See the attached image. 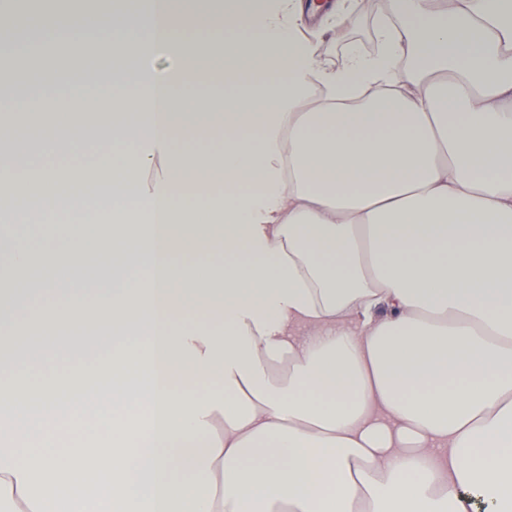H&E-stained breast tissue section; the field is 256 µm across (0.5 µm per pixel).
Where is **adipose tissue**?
<instances>
[{
    "label": "adipose tissue",
    "instance_id": "1",
    "mask_svg": "<svg viewBox=\"0 0 512 512\" xmlns=\"http://www.w3.org/2000/svg\"><path fill=\"white\" fill-rule=\"evenodd\" d=\"M398 8L381 56L340 70L299 35L303 0L114 13L126 75L91 91L45 58L38 81L66 92L27 100L64 115L39 142L78 150L92 122L122 156L0 185L36 200L108 180L100 241L129 268L93 305L112 353L57 379H136L100 416L114 440L61 454L42 435L32 453L14 406L61 394L1 357L0 512H512V0ZM191 75L224 85L219 132L176 118ZM211 251L223 270L196 263ZM27 303L0 294V347L77 358L87 337L60 344L74 308L16 324Z\"/></svg>",
    "mask_w": 512,
    "mask_h": 512
}]
</instances>
